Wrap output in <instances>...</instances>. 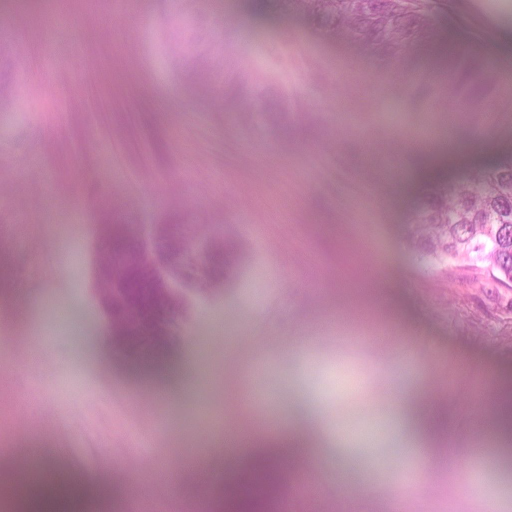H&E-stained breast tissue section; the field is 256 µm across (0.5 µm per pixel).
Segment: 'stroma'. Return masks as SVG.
Listing matches in <instances>:
<instances>
[{
    "instance_id": "1",
    "label": "stroma",
    "mask_w": 512,
    "mask_h": 512,
    "mask_svg": "<svg viewBox=\"0 0 512 512\" xmlns=\"http://www.w3.org/2000/svg\"><path fill=\"white\" fill-rule=\"evenodd\" d=\"M52 2L0 0V449L43 444L39 470L85 490L74 512H214L225 429L314 413L364 437L314 472L326 512L350 492L391 512L401 491L425 512H512L475 416L486 381L512 376V287L406 239L434 143L467 148L444 182L512 153V88L454 123L445 107L449 51L512 67L487 54L498 35L477 0H423L434 39L393 61L247 0H67L63 27ZM229 27L246 36L220 72L204 48ZM107 211L224 242L223 279L188 292L163 341L103 338ZM427 373L452 418L432 441L447 469L397 426V394Z\"/></svg>"
}]
</instances>
